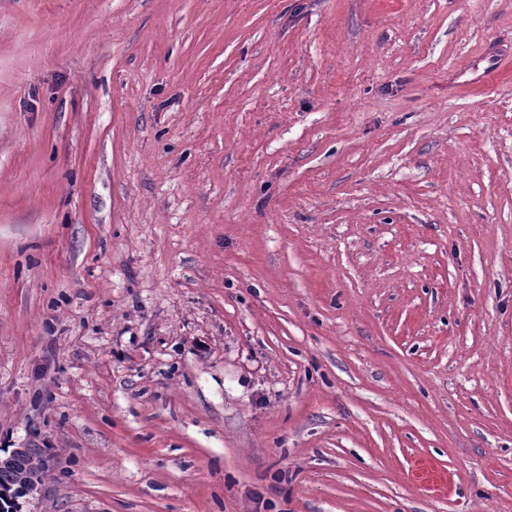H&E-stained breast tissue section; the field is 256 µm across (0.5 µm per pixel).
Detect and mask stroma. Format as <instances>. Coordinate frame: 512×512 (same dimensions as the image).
<instances>
[{
  "label": "stroma",
  "mask_w": 512,
  "mask_h": 512,
  "mask_svg": "<svg viewBox=\"0 0 512 512\" xmlns=\"http://www.w3.org/2000/svg\"><path fill=\"white\" fill-rule=\"evenodd\" d=\"M512 0H0V457L33 512H512ZM43 454L40 448L35 449L33 457L13 451L3 460L0 466V512H13L8 509L15 508L17 501L25 499L29 488L43 485L48 479L50 469L45 462H40ZM2 507L5 511H1Z\"/></svg>",
  "instance_id": "stroma-1"
}]
</instances>
